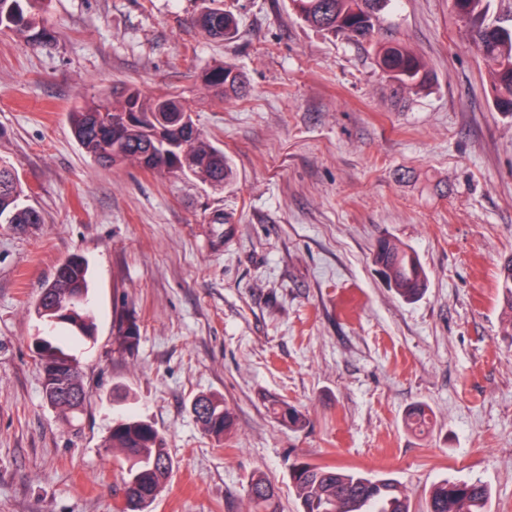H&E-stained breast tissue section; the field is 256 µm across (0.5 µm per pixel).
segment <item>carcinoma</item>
I'll list each match as a JSON object with an SVG mask.
<instances>
[{
	"label": "carcinoma",
	"instance_id": "1",
	"mask_svg": "<svg viewBox=\"0 0 512 512\" xmlns=\"http://www.w3.org/2000/svg\"><path fill=\"white\" fill-rule=\"evenodd\" d=\"M38 2L0 0V32L26 33L28 43L34 47L50 45L53 36L39 28L33 13ZM291 2L297 16L308 25L360 41L379 34L383 13L395 0ZM489 2L451 0L457 17L491 63L488 78L499 107L512 112V26L486 22ZM192 23L210 36L226 40L238 30L236 17L220 7L201 12ZM377 65L388 78L406 88L420 86L428 78L423 59L400 41L378 42ZM200 79L204 87L222 98L242 99L248 95L245 76L232 64L206 69ZM70 115L80 147L99 162L131 161L145 171L164 168L214 187L224 186L232 176L224 149L209 140L177 96L153 98L132 87L116 102L103 97L93 105L75 106ZM23 197L14 167L1 161V224L41 223L37 211L22 205ZM373 262L390 288L407 302L420 297L427 287L428 275L415 253L392 238L378 239ZM499 278L503 301L512 309V257L501 264ZM35 312L50 326L66 327V340L93 337L89 266L84 257L74 255L58 267L53 281L43 288ZM113 328L121 345L133 351L137 328L122 317L114 320ZM40 371L47 403L63 418L79 413L87 398L79 362L61 347L44 341L40 344ZM192 410L203 432L219 441L233 428V412L221 400L199 396L192 402ZM270 410L278 422L291 429L300 430L307 424L306 414L284 400H271ZM405 423L412 430L425 431V408L410 407ZM107 447L128 462L121 512H151L172 469L164 438L151 424L127 413L113 424ZM290 477L301 512H411L408 497L391 478L306 461L293 463ZM248 498L252 512H280L275 485L260 473L250 480ZM488 499L487 486L477 478L447 479L431 490L427 512H484Z\"/></svg>",
	"mask_w": 512,
	"mask_h": 512
}]
</instances>
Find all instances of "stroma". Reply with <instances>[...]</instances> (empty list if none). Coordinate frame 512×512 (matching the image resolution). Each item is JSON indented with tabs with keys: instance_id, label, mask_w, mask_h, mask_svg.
<instances>
[{
	"instance_id": "obj_1",
	"label": "stroma",
	"mask_w": 512,
	"mask_h": 512,
	"mask_svg": "<svg viewBox=\"0 0 512 512\" xmlns=\"http://www.w3.org/2000/svg\"><path fill=\"white\" fill-rule=\"evenodd\" d=\"M209 0H42L54 41L0 32V160L42 223L0 224V512H119L113 423L135 411L173 469L152 512H250L263 472L298 512L294 461L384 474L425 512L433 484L478 478L512 512V311L496 288L512 255V115L450 0H398L380 36L428 81L402 89L375 43L302 22L290 0H221L230 41L191 23ZM234 64L247 98L199 73ZM136 86L180 96L233 175L212 187L78 145L70 108ZM428 274L401 300L372 262L379 237ZM90 267L94 338L72 347L88 400L66 421L42 395L33 341L41 290L72 255ZM135 323L122 349L113 321ZM223 398V441L191 410ZM306 412L294 431L269 410ZM416 403L431 427L407 429Z\"/></svg>"
}]
</instances>
